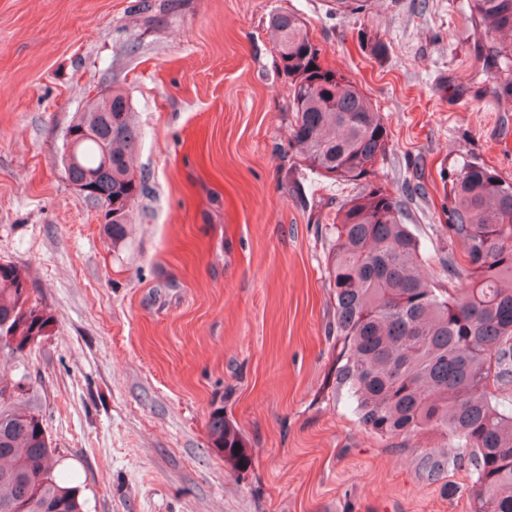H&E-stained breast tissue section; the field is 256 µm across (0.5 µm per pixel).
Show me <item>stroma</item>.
<instances>
[{
	"instance_id": "obj_1",
	"label": "stroma",
	"mask_w": 512,
	"mask_h": 512,
	"mask_svg": "<svg viewBox=\"0 0 512 512\" xmlns=\"http://www.w3.org/2000/svg\"><path fill=\"white\" fill-rule=\"evenodd\" d=\"M384 116L374 178L403 202L422 271L448 284L449 179L512 181V98L495 89L469 0H0V262L55 318L9 374L40 381L60 472L84 512H469L474 477L422 474L417 446L364 429L336 389L331 223L346 192L289 146L270 16ZM387 48L373 53L374 44ZM132 102L147 191L112 240L65 176V133L108 89ZM240 431L247 468L207 422ZM209 437L217 448L224 449V458L233 462L238 468L246 467L249 456L238 429L224 418L223 407L215 408L207 423ZM239 445V449H236Z\"/></svg>"
}]
</instances>
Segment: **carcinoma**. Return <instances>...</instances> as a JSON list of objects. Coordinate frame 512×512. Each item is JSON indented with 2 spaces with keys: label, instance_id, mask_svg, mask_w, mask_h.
Masks as SVG:
<instances>
[{
  "label": "carcinoma",
  "instance_id": "carcinoma-1",
  "mask_svg": "<svg viewBox=\"0 0 512 512\" xmlns=\"http://www.w3.org/2000/svg\"><path fill=\"white\" fill-rule=\"evenodd\" d=\"M470 5L481 34L512 35V0ZM269 31L290 83V147L311 174L354 189L326 225L336 389L372 433L408 443L437 430L469 449L458 461L475 476L470 512H512V406L501 402L512 391V181L473 163L455 173L448 238L460 240L464 254L459 261L448 251V287L425 280L421 244L400 201L368 180L388 152L384 117L350 79L322 65L297 15L273 13ZM488 54L501 95L512 98V42L492 41ZM69 129L78 137L67 179L89 182L92 201L112 204L108 231L121 240L145 190L128 163L141 132L127 94L94 101ZM28 282L21 268L0 263V357L24 353L54 323ZM38 391L27 375L0 372V512H83L79 489L59 476ZM207 427L225 460L248 465L224 408L210 413ZM420 466L436 478L448 457L426 452Z\"/></svg>",
  "mask_w": 512,
  "mask_h": 512
}]
</instances>
